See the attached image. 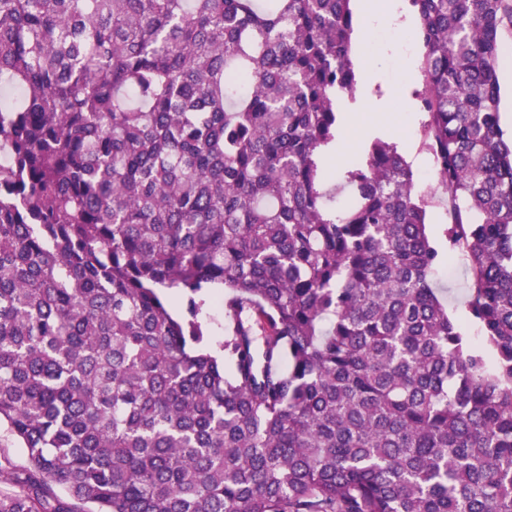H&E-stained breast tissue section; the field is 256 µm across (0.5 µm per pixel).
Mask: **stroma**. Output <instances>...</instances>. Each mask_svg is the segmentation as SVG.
<instances>
[{"label":"stroma","instance_id":"35a3bbf8","mask_svg":"<svg viewBox=\"0 0 512 512\" xmlns=\"http://www.w3.org/2000/svg\"><path fill=\"white\" fill-rule=\"evenodd\" d=\"M368 46L377 65V93H387L388 89L399 84L406 85L409 90L405 97L389 96L387 109L395 116L396 123L393 132L381 133L380 138L394 144L411 165L419 191L430 201L427 209L430 235L433 240H441L442 226L448 223L449 215L439 202L433 159L422 145L421 126L425 115L416 110L412 96L413 90L420 88L423 82L421 63L424 48L413 34L400 38L386 27L369 29ZM434 281L441 290L449 315L455 319L462 334L475 336L476 326L465 306L468 294L465 266H453L448 260H441Z\"/></svg>","mask_w":512,"mask_h":512}]
</instances>
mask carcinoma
Returning a JSON list of instances; mask_svg holds the SVG:
<instances>
[{
    "label": "carcinoma",
    "mask_w": 512,
    "mask_h": 512,
    "mask_svg": "<svg viewBox=\"0 0 512 512\" xmlns=\"http://www.w3.org/2000/svg\"><path fill=\"white\" fill-rule=\"evenodd\" d=\"M351 2L0 0V512H512V0H409L475 341L397 147L325 187ZM501 87V125L507 135L512 133V60L511 64H502L499 59L498 69ZM437 288L448 306V314L455 319L464 336L474 338L476 325L471 320L465 306L468 294V273L465 266H451L448 262V250L441 258L434 274ZM0 437V465L8 471L19 470L26 466V456L23 448L13 442V440L5 437L1 432Z\"/></svg>",
    "instance_id": "carcinoma-1"
}]
</instances>
